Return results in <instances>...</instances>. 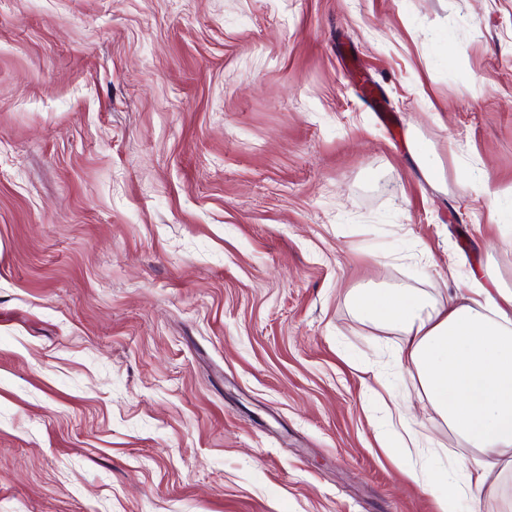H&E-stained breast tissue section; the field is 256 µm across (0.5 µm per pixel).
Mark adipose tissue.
I'll list each match as a JSON object with an SVG mask.
<instances>
[{"label": "adipose tissue", "mask_w": 512, "mask_h": 512, "mask_svg": "<svg viewBox=\"0 0 512 512\" xmlns=\"http://www.w3.org/2000/svg\"><path fill=\"white\" fill-rule=\"evenodd\" d=\"M366 319L397 328V360L414 372L427 401L468 446L495 466L512 451V290L478 288L435 308L411 288H363L353 296ZM412 480L441 490V512H457L466 490H482L483 471L458 476L419 460Z\"/></svg>", "instance_id": "adipose-tissue-1"}]
</instances>
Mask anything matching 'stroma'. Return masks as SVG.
Returning a JSON list of instances; mask_svg holds the SVG:
<instances>
[{
  "instance_id": "1",
  "label": "stroma",
  "mask_w": 512,
  "mask_h": 512,
  "mask_svg": "<svg viewBox=\"0 0 512 512\" xmlns=\"http://www.w3.org/2000/svg\"><path fill=\"white\" fill-rule=\"evenodd\" d=\"M472 283L512 289V0H0V512H440L378 379L476 452L352 294Z\"/></svg>"
}]
</instances>
